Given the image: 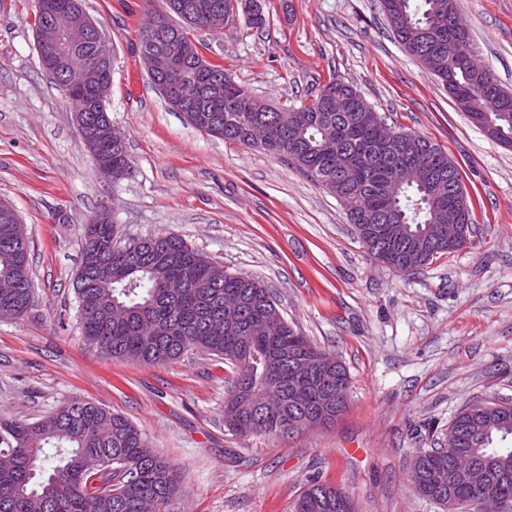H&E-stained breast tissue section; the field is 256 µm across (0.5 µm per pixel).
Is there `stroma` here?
<instances>
[{
  "label": "stroma",
  "mask_w": 512,
  "mask_h": 512,
  "mask_svg": "<svg viewBox=\"0 0 512 512\" xmlns=\"http://www.w3.org/2000/svg\"><path fill=\"white\" fill-rule=\"evenodd\" d=\"M112 46L108 112L134 163L99 178L71 104L38 63L35 0H0V200L31 241L33 308L0 319V418L38 420L84 398L132 420L178 474L170 512H290L310 480L358 512H443L412 488L462 406L512 399V148L492 142L394 40L378 0H261L244 21L191 31L205 58L270 103L301 106L336 77L389 126L439 144L472 200L466 247L403 274L376 263L343 205L284 158L188 125L150 84L136 44L156 0H82ZM478 60L512 90V0H458ZM108 208L121 238L173 232L261 280L282 314L350 376L334 424L242 439L224 427L230 364L166 365L86 345L72 282L81 226Z\"/></svg>",
  "instance_id": "obj_1"
}]
</instances>
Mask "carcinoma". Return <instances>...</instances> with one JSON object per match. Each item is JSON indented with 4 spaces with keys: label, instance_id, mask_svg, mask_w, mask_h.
I'll return each mask as SVG.
<instances>
[{
    "label": "carcinoma",
    "instance_id": "carcinoma-1",
    "mask_svg": "<svg viewBox=\"0 0 512 512\" xmlns=\"http://www.w3.org/2000/svg\"><path fill=\"white\" fill-rule=\"evenodd\" d=\"M387 18L397 21L390 31L406 52L448 90L464 114L476 108L489 115L501 135L512 138V91L498 84L479 64L469 31L452 25L437 27L438 5L448 17L458 13L457 0H380ZM180 22L168 20L182 34V43L194 51L185 63L190 79L207 72L223 79L220 89L203 88V101L219 111L220 125L208 134L252 146L251 130L267 124L278 147L263 146L287 157L295 168L336 197L349 222L356 212L386 208L397 218L389 249L371 235L358 233L368 253L385 259L400 273H412L448 252V242L432 238L445 222L433 201V184L423 177L412 182L397 179V165L427 150L425 164L448 184V201L462 187L459 168L429 138L399 131L394 156L381 159L373 148L376 128L359 126L357 113L327 107L323 98L334 92L343 97L357 88L331 78L313 102L298 108L272 111L267 101L253 95L250 109L240 98L248 90L232 81L224 66L209 63L189 38L187 28H202L196 17L169 8ZM252 29L265 28L266 17L256 0L245 7ZM338 148L330 159L322 146ZM345 162L353 182L336 179V160ZM117 235L113 224L88 221L82 228L80 261L97 253L92 266L75 279L78 316L85 342L112 358L149 365L176 361L196 351L215 355L235 366L224 400V421L233 416L254 422L251 433L282 435L301 429L303 418L316 407L328 412L325 423L336 419V403L326 402L320 379L336 373L347 382L345 365L300 333L281 313L268 288L258 279L229 273L175 233L150 234L124 244L113 254L107 245ZM30 240L12 224L0 223V279L16 288L0 292V318L18 319L33 302ZM323 355L325 371L292 378L294 358L312 352ZM512 436V401H488L473 415L465 406L448 426V452L414 457L409 480L416 492L431 498L430 487L444 484L457 503L469 502L486 489L512 496V448L495 441ZM55 449V455L46 449ZM0 450L14 455V466L0 470V512H140L150 499L156 512H168L178 490L175 470L152 450L147 437L127 417L105 405L73 399L34 422L0 419ZM457 452L473 456L475 472L466 483L453 480L449 459ZM336 489L327 482L309 483L294 500L290 512H338Z\"/></svg>",
    "mask_w": 512,
    "mask_h": 512
}]
</instances>
